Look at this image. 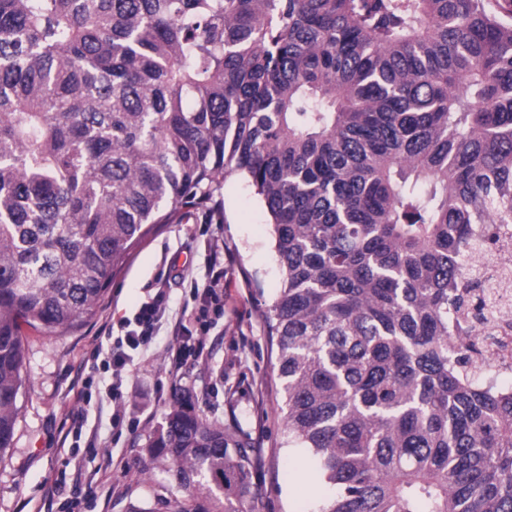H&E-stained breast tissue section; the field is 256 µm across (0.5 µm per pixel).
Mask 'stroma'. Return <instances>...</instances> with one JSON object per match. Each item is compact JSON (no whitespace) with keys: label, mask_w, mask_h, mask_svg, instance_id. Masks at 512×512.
<instances>
[{"label":"stroma","mask_w":512,"mask_h":512,"mask_svg":"<svg viewBox=\"0 0 512 512\" xmlns=\"http://www.w3.org/2000/svg\"><path fill=\"white\" fill-rule=\"evenodd\" d=\"M220 223L208 224L188 208L180 223L158 225L113 278L97 314L81 327L48 335L24 328L26 391L11 448L0 457V512H66L48 501L47 480L81 473L95 500L86 512H169L172 500L191 502L194 491L172 486L165 467L150 462L148 437L163 421L173 390L189 394L197 410L255 449L253 512H303L330 495L303 449L288 445L276 347L265 310L281 277L273 255V227L242 174L225 175ZM224 255V315L194 297L205 288L215 253ZM168 298L151 342L133 353L120 375L106 370L122 321L134 318L157 289ZM202 341L201 365L175 369L169 349L177 337ZM100 347L102 369L89 372L84 357ZM93 377L90 405L76 402L75 382ZM121 379L126 421L111 420L110 388ZM83 411L81 435L69 434L67 411ZM111 467H104V458Z\"/></svg>","instance_id":"obj_1"}]
</instances>
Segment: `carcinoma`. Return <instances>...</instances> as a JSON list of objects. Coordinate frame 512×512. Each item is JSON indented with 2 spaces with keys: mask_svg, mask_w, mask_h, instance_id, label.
I'll return each mask as SVG.
<instances>
[{
  "mask_svg": "<svg viewBox=\"0 0 512 512\" xmlns=\"http://www.w3.org/2000/svg\"><path fill=\"white\" fill-rule=\"evenodd\" d=\"M240 172L316 512H512V383L466 342L459 263L512 229V0H0V453L22 327L96 315L156 224ZM147 453L244 512L255 449L174 394Z\"/></svg>",
  "mask_w": 512,
  "mask_h": 512,
  "instance_id": "cac0c4a2",
  "label": "carcinoma"
}]
</instances>
